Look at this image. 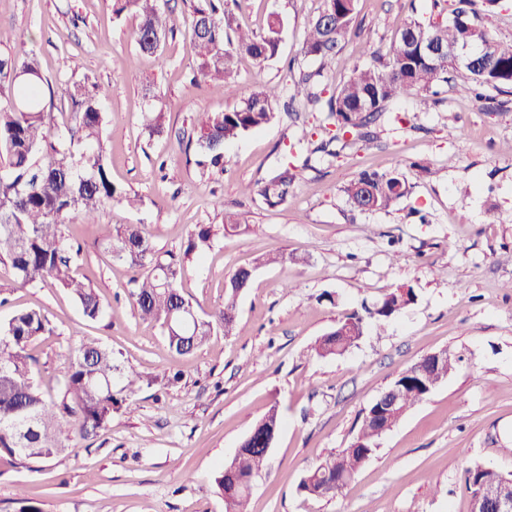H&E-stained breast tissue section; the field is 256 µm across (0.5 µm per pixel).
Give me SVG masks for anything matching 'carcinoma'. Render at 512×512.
<instances>
[{
  "label": "carcinoma",
  "instance_id": "obj_1",
  "mask_svg": "<svg viewBox=\"0 0 512 512\" xmlns=\"http://www.w3.org/2000/svg\"><path fill=\"white\" fill-rule=\"evenodd\" d=\"M223 0H193L192 43L197 73L204 83L225 87L234 82L238 57L248 56L262 65L278 54L282 21L271 16L265 31L257 35L232 25V17L221 8ZM472 0H458V7L439 21L424 24L411 20L402 26L391 58L375 59L365 66L355 65L326 101V119L340 130L360 139L362 129L386 111L388 103L412 96L429 106L439 94L438 87L448 82V59L432 60L420 47L426 42L444 48L463 46L474 56L463 68L467 81L460 92L480 102L485 91L512 87V42L496 40L475 23L468 6ZM132 11L139 18L134 33L138 52L155 55L168 35L160 0H113V11L120 15ZM356 12V0H324L304 33L301 53L336 62V54L348 34ZM29 74L30 81L19 83L16 74ZM312 75L295 84V95L307 103H321L320 92L311 83ZM69 98L77 107L69 143L52 132L51 113L45 99L55 95ZM278 93L262 87L240 98L230 110L202 112L193 124V135L206 174L224 171L231 160L225 154L227 143L245 133L264 127L275 117ZM104 122L97 107L94 84H64L53 87L40 70L34 50L0 53V155L7 158L9 172L0 175V263H7L24 284L51 280L65 289L80 306L84 317L97 320L103 305L96 289L72 274V258L80 248L69 242L63 226L73 219L94 224L106 205L117 200L134 207L141 203L112 182L106 150L101 141ZM295 176L284 168L260 189L269 206L285 203L291 196ZM373 201V209L387 210L408 193V180L400 173H363L344 187L355 207H360L362 188ZM244 220L236 213H224L222 224H197L181 254H158L149 233L139 225L100 224L99 241L112 257L132 272L130 282L133 306L144 321L156 322L163 330L169 350L176 356L192 354L215 329L233 331L236 324L239 289L249 283L247 272L237 269L229 278L224 305L198 318L186 331H170L174 310L187 303L177 287L185 259L202 256L214 238L240 229ZM414 289H396L370 313L375 326L414 302ZM54 327L39 309L24 308L0 324V456L6 455L21 466L43 463L62 454L71 442L88 439L106 428L126 398L143 387L158 382L151 373L128 370L112 350L84 343L71 350L65 371L58 382L55 398L47 399L35 383L36 359L28 348ZM364 334V318L357 313L338 322L314 345L320 357L342 354L358 344ZM458 358L432 370L421 360L399 374L402 399L389 420L394 426L416 403L431 394L456 368ZM365 410L351 443L310 467L299 484L308 496L336 497L345 490L360 467L374 454L379 436L374 420ZM281 426L277 406H271L253 426L257 433ZM268 457L255 450L254 441L242 443L241 450L217 470L212 481L224 497L225 512H245L251 483L266 467ZM500 473L475 465L466 470V485L471 493L500 483Z\"/></svg>",
  "mask_w": 512,
  "mask_h": 512
}]
</instances>
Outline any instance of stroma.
<instances>
[{
    "mask_svg": "<svg viewBox=\"0 0 512 512\" xmlns=\"http://www.w3.org/2000/svg\"><path fill=\"white\" fill-rule=\"evenodd\" d=\"M322 4L225 0L235 23L254 32L270 15L283 22L278 56L261 66L239 57L231 95L192 83L189 0H167L171 31L155 56L138 54V19L114 14L113 0H0V26L35 51L51 82L98 88L112 180L142 199L135 209L107 206L100 223L144 225L162 254L182 250L194 225L223 223L228 211L244 218L246 230L216 237L203 258L186 263L180 289L201 314L222 306L238 268L255 270L233 332L216 330L176 357L160 327L138 316L130 273L95 228L74 223L65 233L82 244L76 275L104 304L97 321L62 288L17 284L0 263L8 299L0 321L35 307L55 327L30 349L44 393L53 392L70 348L87 341L126 367L179 377L131 395L107 430L50 462L29 469L1 457L0 512H13L20 493L43 512H225L212 475L273 406L282 427L247 512H471L465 468L512 473V94L494 91L477 103L457 92L465 75L452 71L436 104L392 101L369 126L372 142L344 137L332 154L309 158L299 146L324 139V112L281 111L229 144L231 167L210 176L187 161L174 135L195 113L233 108L262 85L291 98L300 71L315 74L330 98L350 67L391 57L404 22L434 12L432 0H358L329 67L301 54ZM148 105L165 114L162 134L144 126ZM290 162L299 167L295 192L268 206L259 189ZM366 171L403 172L409 194L385 211L355 208L343 188ZM270 254L285 260L264 264ZM397 288L414 289L416 300L381 333L343 354L316 355V340L339 320ZM443 350L460 355L457 369L382 435L341 497L299 491L305 471L350 444L363 412L401 372Z\"/></svg>",
    "mask_w": 512,
    "mask_h": 512,
    "instance_id": "1",
    "label": "stroma"
}]
</instances>
